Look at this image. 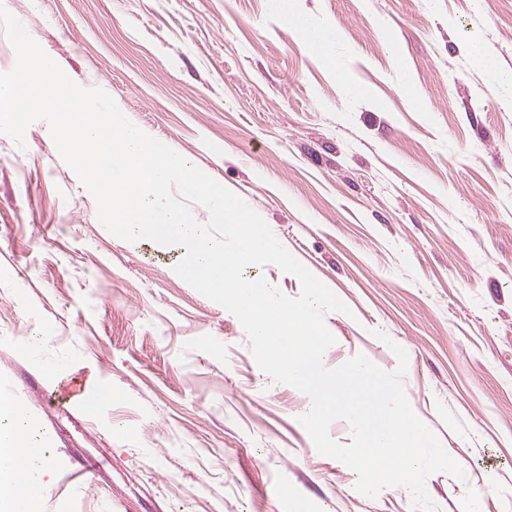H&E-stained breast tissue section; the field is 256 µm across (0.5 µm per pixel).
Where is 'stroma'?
Listing matches in <instances>:
<instances>
[{"instance_id": "35a3bbf8", "label": "stroma", "mask_w": 512, "mask_h": 512, "mask_svg": "<svg viewBox=\"0 0 512 512\" xmlns=\"http://www.w3.org/2000/svg\"><path fill=\"white\" fill-rule=\"evenodd\" d=\"M0 5L349 307L325 316L326 368L406 351L409 402L466 473L427 479L440 512H512V0H300L336 30L332 68L268 0ZM184 256L109 232L45 121L22 149L0 133V387L50 451L40 512H412L316 452L309 397ZM70 380L112 397L88 416Z\"/></svg>"}]
</instances>
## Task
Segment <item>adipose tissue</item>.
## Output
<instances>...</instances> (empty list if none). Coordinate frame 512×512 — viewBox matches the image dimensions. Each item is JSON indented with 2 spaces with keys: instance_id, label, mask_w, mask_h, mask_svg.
Masks as SVG:
<instances>
[{
  "instance_id": "ef3b65f1",
  "label": "adipose tissue",
  "mask_w": 512,
  "mask_h": 512,
  "mask_svg": "<svg viewBox=\"0 0 512 512\" xmlns=\"http://www.w3.org/2000/svg\"><path fill=\"white\" fill-rule=\"evenodd\" d=\"M272 11L289 26L299 27L309 49L327 66H334L335 32L303 23L296 0H270ZM8 430L0 432V512H33L37 491L49 473L50 462L42 450L34 422L23 411L0 404V422ZM25 474L26 488H19L18 474Z\"/></svg>"
}]
</instances>
